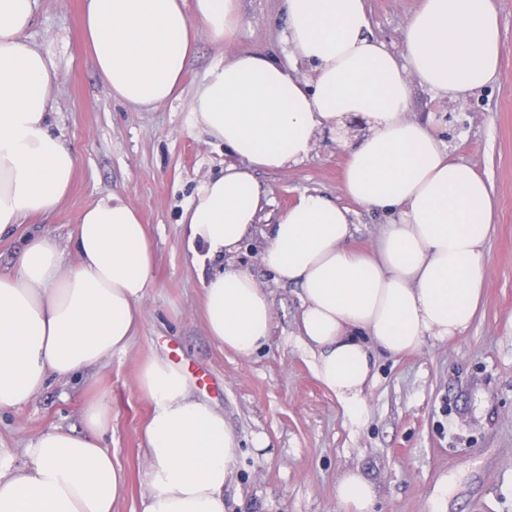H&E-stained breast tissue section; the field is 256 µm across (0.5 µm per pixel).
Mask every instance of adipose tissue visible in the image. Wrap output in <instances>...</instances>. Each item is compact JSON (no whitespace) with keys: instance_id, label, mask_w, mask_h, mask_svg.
Instances as JSON below:
<instances>
[{"instance_id":"ef3b65f1","label":"adipose tissue","mask_w":512,"mask_h":512,"mask_svg":"<svg viewBox=\"0 0 512 512\" xmlns=\"http://www.w3.org/2000/svg\"><path fill=\"white\" fill-rule=\"evenodd\" d=\"M36 5L0 0V235L55 211L78 166L47 129L57 72L25 41ZM286 12L291 64L232 54L192 98L196 125L242 163L207 181L183 222L206 272V332L249 357L267 342L274 312L264 284L226 260L264 210L255 172L287 170L320 135L341 137L347 205L303 193L271 224L260 261L276 282L300 288V338L315 375L358 420L375 353L462 334L487 286L492 188L407 110L415 80L458 101L483 89L499 72L501 32L491 0H425L398 54L369 35L363 0H286ZM236 17L237 0H86L87 59L113 97L154 108L180 86L196 25L226 42ZM296 61L314 65L313 82L295 76ZM352 117L362 131L348 138ZM355 203L390 216L366 252L351 244ZM153 263L146 226L118 193L88 207L67 243L29 236L0 272V412L125 352L144 320ZM139 388L152 404L141 512H225L240 449L223 414L159 357L142 366ZM83 422L79 434L41 433L22 465L0 466V512H113L123 472L103 445L112 424L104 399L85 406Z\"/></svg>"}]
</instances>
